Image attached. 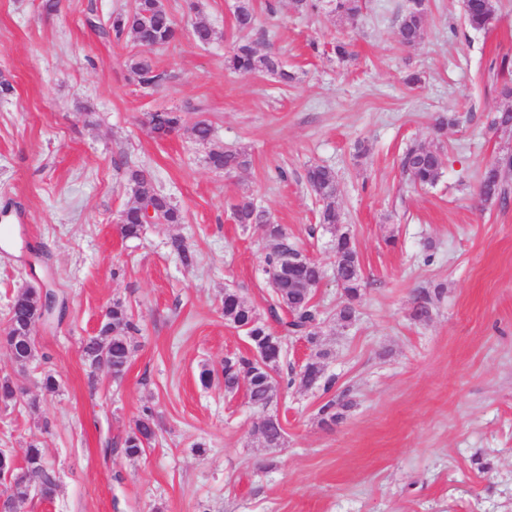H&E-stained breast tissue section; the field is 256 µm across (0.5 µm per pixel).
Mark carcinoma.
<instances>
[{
  "mask_svg": "<svg viewBox=\"0 0 512 512\" xmlns=\"http://www.w3.org/2000/svg\"><path fill=\"white\" fill-rule=\"evenodd\" d=\"M331 12L351 23L355 22L362 10V0H329ZM423 2L402 18L398 27L400 42L411 48L419 45L424 36ZM235 26L238 31L253 29L255 23L252 0H237L234 10ZM465 19L469 27L484 29L496 19L493 0H466ZM116 41L131 40L148 50L165 46L175 41L179 30L171 20L163 0H134L132 8L112 17L108 24ZM225 67L232 73H267L283 83L293 79L278 57L268 51H260L253 41L239 43L225 58ZM128 68L134 80L144 88H152L161 80V74L152 60L145 55L130 59ZM182 117L173 110L154 112L150 115L151 131L165 136L178 131ZM208 163L217 171L230 173L248 165L244 152L237 149L214 145L208 154ZM444 149L439 143H414L409 145L401 158V170L408 181L420 187L436 185L443 173ZM512 170V152H505L480 174L477 194L485 202L498 200L506 205L512 199V192L504 183L503 173ZM306 182L313 194L323 202L319 224L332 235V249L336 255V273L342 282L347 300L337 307L336 317L345 325L355 317V302L360 298L362 269L359 253L349 233L336 227L338 214L336 197L338 185L333 170L321 165H312L306 171ZM128 185L132 202L123 212L120 233L125 239H137L144 228L143 210L150 206L159 224H177L180 214L177 207L166 196L160 194L153 181L141 170L128 172ZM237 223L253 225L275 241L266 256L268 280L277 284L272 289L277 307L285 310L290 320L285 322L287 330L304 335L311 345L312 352L304 365L300 383L305 386L324 382L325 389L332 382L324 380L326 359L330 351L323 348L318 340L320 312L312 302L313 285L321 278L323 268L316 262L300 256V251L288 240L284 228L271 222L269 214L259 209L248 196L241 197L234 206ZM54 297L50 291L45 294L27 288L11 301L9 319L5 334L0 335V346L14 355V360L22 366L35 360V347L28 346L22 337L25 323L35 312ZM432 297L422 292L415 300L411 316L416 321H425L431 314ZM224 320L233 328L245 331L251 351L262 360L258 364L248 356L235 361V367L222 369L224 389L233 392L243 386L251 405L262 409L276 396L275 379L269 371L280 370L284 360V338L275 334L238 291L224 290ZM107 323L97 335L87 339L82 352L93 367H104L116 381L122 379L131 363L134 352L132 334L138 331L129 308L120 300L112 302L107 309ZM20 389L11 380H0V403L8 405L17 400ZM352 404L351 391L344 388L337 396L329 399L319 409L323 425L335 423L343 418V410ZM157 421L151 410L146 409L127 431L123 440V452L129 459L141 457L156 435ZM259 434L270 448H278L284 440L281 424H270L259 429ZM36 479L40 494L51 499L57 492L58 480L55 471L45 457L44 450L35 444L26 449L23 462L12 455L0 454V480L9 481V498L13 501L28 496L30 479Z\"/></svg>",
  "mask_w": 512,
  "mask_h": 512,
  "instance_id": "1",
  "label": "carcinoma"
}]
</instances>
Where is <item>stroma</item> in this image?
<instances>
[{"instance_id": "stroma-1", "label": "stroma", "mask_w": 512, "mask_h": 512, "mask_svg": "<svg viewBox=\"0 0 512 512\" xmlns=\"http://www.w3.org/2000/svg\"><path fill=\"white\" fill-rule=\"evenodd\" d=\"M235 3L164 0L181 35L152 52L164 80L147 91L127 68L139 47L99 32L132 0H60L50 15L43 0H0V80L12 86L0 96V226L12 230L0 239V332L23 289L48 284L66 304L36 326L38 358L27 368L0 349V379L26 391L0 404V449L20 458L44 448L59 484L52 501L32 494L16 512H512V204L475 196L480 172L512 151V130L490 124L512 84L491 68L512 55V0H496L497 20L482 31L466 26L464 0H426L413 49L398 35L412 0H366L355 26L291 0H253L252 38L279 53L295 75L288 85L225 69L241 39ZM201 20L214 32L205 45L192 36ZM339 41L353 53L344 62ZM413 73L421 81L407 85ZM157 110L182 113L180 130L152 133ZM441 113L456 125L436 131ZM202 118L214 143L247 153V168L209 166V146L191 132ZM435 141L443 175L413 187L401 154ZM316 164L336 174L339 226L364 276L347 325L335 316L343 289L329 278L313 291L332 352L326 374L350 388L353 405L321 425L322 387L289 381L311 347L286 337L271 405L284 443L268 448L245 390L206 388L198 375L249 350L224 320L225 289L281 330L264 272L273 242L235 223L240 196L333 270L331 235L305 182ZM132 168L151 176L180 223L121 237ZM177 238L193 266L173 251ZM439 284L430 319L412 320L415 296ZM116 300L138 326L118 382L81 352ZM46 372L60 384L47 396ZM146 407L157 437L132 460L121 440Z\"/></svg>"}]
</instances>
